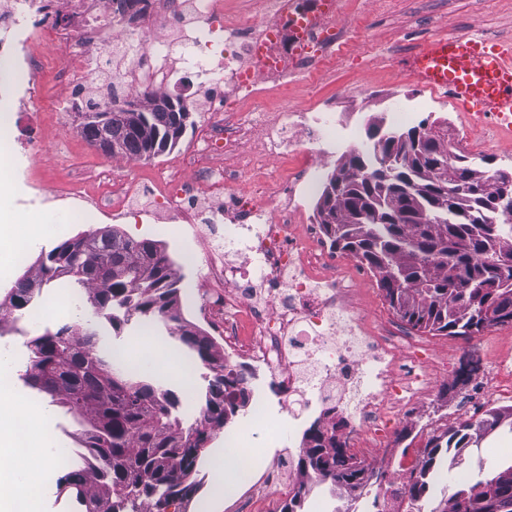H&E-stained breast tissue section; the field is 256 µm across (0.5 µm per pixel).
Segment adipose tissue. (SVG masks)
Returning <instances> with one entry per match:
<instances>
[{
    "instance_id": "adipose-tissue-1",
    "label": "adipose tissue",
    "mask_w": 512,
    "mask_h": 512,
    "mask_svg": "<svg viewBox=\"0 0 512 512\" xmlns=\"http://www.w3.org/2000/svg\"><path fill=\"white\" fill-rule=\"evenodd\" d=\"M20 416L28 421V448L22 457L15 450L13 425ZM50 439L48 413L43 406L22 393L0 392V457L12 462L9 470L0 471V512H18L21 499L53 467L55 458L48 451Z\"/></svg>"
}]
</instances>
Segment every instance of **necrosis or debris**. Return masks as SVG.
I'll list each match as a JSON object with an SVG mask.
<instances>
[{"mask_svg":"<svg viewBox=\"0 0 512 512\" xmlns=\"http://www.w3.org/2000/svg\"><path fill=\"white\" fill-rule=\"evenodd\" d=\"M257 24L228 23L224 0H152L141 12L134 0H0V106L22 112L43 109L49 84L64 85L70 98L99 107L117 106L150 88L165 89L174 70L156 61L158 48L179 45L195 71L209 119L178 163L165 168L151 208L155 220L179 213L183 222H224L219 259L204 281L208 318L224 325V368L250 378L252 368L270 377L268 391L246 389L248 417L236 436L265 422L277 405L292 420L316 414L348 447L372 461L389 454L394 472L413 468L417 454L390 450V424L407 396L426 390L428 363L410 362L413 373L395 371L403 352L394 331H363L364 313L346 265L320 244L318 221L304 222L319 167L337 150L353 148L356 129L332 108L273 112L258 101L261 90L284 91L292 74L313 70L336 53L335 15L316 0H253ZM272 40L275 67H256L254 49ZM119 61L122 73L102 92L89 56ZM52 83H45V74ZM254 99L252 111L238 96ZM266 130L252 146L256 130ZM42 140L0 136V158L10 181L34 186ZM95 209L115 217L138 211L144 185L134 165L98 172ZM314 473L272 467L254 477L242 500H281ZM345 512H423L397 484L367 485L343 494Z\"/></svg>","mask_w":512,"mask_h":512,"instance_id":"4bbe7bcc","label":"necrosis or debris"}]
</instances>
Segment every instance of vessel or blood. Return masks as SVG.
Listing matches in <instances>:
<instances>
[{"instance_id":"vessel-or-blood-1","label":"vessel or blood","mask_w":512,"mask_h":512,"mask_svg":"<svg viewBox=\"0 0 512 512\" xmlns=\"http://www.w3.org/2000/svg\"><path fill=\"white\" fill-rule=\"evenodd\" d=\"M419 85L448 95L460 108L512 130V41L476 34L442 35L420 43L408 58Z\"/></svg>"}]
</instances>
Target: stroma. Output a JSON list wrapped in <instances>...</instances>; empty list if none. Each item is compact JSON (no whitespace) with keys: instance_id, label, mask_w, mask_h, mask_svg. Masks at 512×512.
<instances>
[{"instance_id":"35a3bbf8","label":"stroma","mask_w":512,"mask_h":512,"mask_svg":"<svg viewBox=\"0 0 512 512\" xmlns=\"http://www.w3.org/2000/svg\"><path fill=\"white\" fill-rule=\"evenodd\" d=\"M338 4L336 21L343 36L336 46V59L320 70L290 76L292 95L287 108L301 110L314 107L319 100L340 99L346 111L362 119L356 145L361 154L370 147V124L388 112L398 108L411 112L415 121L429 126L447 119L449 112H457L455 104L440 93L411 81L405 58L420 41L437 34L467 32L512 39V0H338ZM458 114L459 137L467 142L484 141L483 156L490 159L492 168L503 167L505 159L512 157V136L468 113ZM202 118L201 112L191 111L186 131L174 148L139 159L145 196H152L159 189L157 173L190 150ZM34 126L43 139L38 175L45 187L30 212L37 223L64 227L71 236L114 227L134 239L163 244L183 285H194L206 275L211 245L224 240L223 224H154L144 216L115 220L90 206L57 200L52 193L56 183L77 179L86 194H93L97 190V172L105 166L122 165L124 158L105 155L87 144L81 135L80 108L69 101L65 89H58L49 110L37 116L0 113L1 132L22 138ZM354 279L369 326H396L402 335L426 349L433 361L427 392L422 399L409 404L408 420H396L391 427L392 447L425 445L430 437L442 433L447 411L468 401L464 387H451L450 380L459 369L446 365L445 358L462 356L471 339L410 329L389 307L372 272L355 274ZM49 327L47 321L15 311L13 318L0 320V349L9 351L23 346L29 337L42 334ZM98 329L95 349L101 354L121 347L129 358L136 360L143 352L144 342H151L155 364L150 375L180 397L181 417L190 421L208 386L207 370L201 362L189 356L161 326H147L135 318L118 331L103 320L99 321ZM269 418L272 428L254 429L249 436L258 448L254 457V468L258 471L274 464L288 466L289 449L298 447L304 430L312 422L308 416L293 422L275 404L270 407ZM197 470L199 491L191 502H174V512H230L236 494L225 495L223 502L213 503L217 476L204 459L199 460Z\"/></svg>"}]
</instances>
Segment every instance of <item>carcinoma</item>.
I'll list each match as a JSON object with an SVG mask.
<instances>
[{
	"label": "carcinoma",
	"mask_w": 512,
	"mask_h": 512,
	"mask_svg": "<svg viewBox=\"0 0 512 512\" xmlns=\"http://www.w3.org/2000/svg\"><path fill=\"white\" fill-rule=\"evenodd\" d=\"M156 91L137 96L143 112L133 127L128 113L112 112L111 139L116 154L150 158L173 148L186 129L185 106L175 112L161 105ZM373 154L349 158L348 178L354 192L341 199L322 192L318 204L329 206L334 223L324 224L330 247L357 257L378 277L390 308L413 330L443 336L481 332L482 313L500 314L499 325H512V208L494 200L501 191L502 169L493 179L474 167L468 156L456 157L448 185L457 190L456 206L469 218L450 223L428 218L387 224L351 221L353 201L382 198L383 188L357 172ZM68 288L85 292L96 315L118 331L136 316L162 324L196 353L212 372L201 406L202 423L183 427L177 394L154 384L141 371H114L110 357L95 352L96 330L62 323L56 330L26 342L24 384L44 393L81 418L84 465L57 478L60 490L75 494L85 512H167L176 500L190 501L198 489L197 465L211 434L223 428L236 404L226 399L242 383L224 374V356L200 329L184 321L180 279L166 249L153 240H134L117 229L78 234L40 251L35 267L17 279L9 305L26 308L42 288L63 275ZM512 432V406L493 408L484 416L448 428L429 440L418 468L403 483L413 501L429 497L431 481L448 448H478L497 429ZM297 467L318 475L319 482L353 485L367 469L349 456L346 444L317 424L304 435ZM432 512H498L512 504V464L463 484Z\"/></svg>",
	"instance_id": "obj_1"
}]
</instances>
